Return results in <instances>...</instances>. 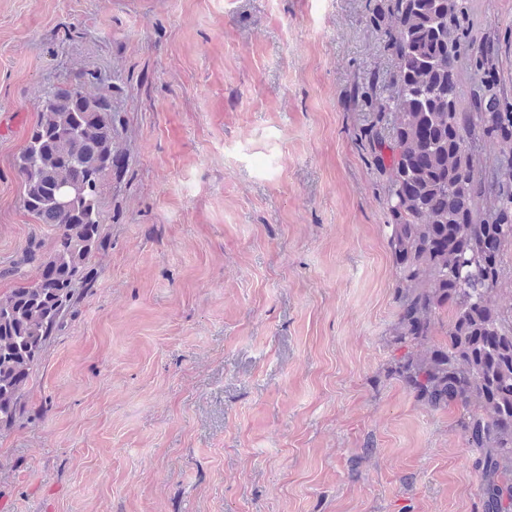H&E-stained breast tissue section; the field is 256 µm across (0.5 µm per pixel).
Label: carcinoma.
<instances>
[{
	"mask_svg": "<svg viewBox=\"0 0 512 512\" xmlns=\"http://www.w3.org/2000/svg\"><path fill=\"white\" fill-rule=\"evenodd\" d=\"M464 0H398L383 30L396 57L385 111L364 139L387 177V247L396 322L388 375L431 410H457L455 429L480 476L482 512H512V291L501 302L512 246V114L492 92L482 112H459L456 58L469 46ZM52 91L17 161L23 207L54 237L46 260L29 244L0 277L20 285L0 295V428L10 425L33 368L73 306L91 288L87 265L107 237L99 199L117 156L111 101ZM479 131L509 150L494 188L468 141ZM81 185L70 209L57 191ZM37 264L28 280L25 267ZM446 336H436L443 318Z\"/></svg>",
	"mask_w": 512,
	"mask_h": 512,
	"instance_id": "cac0c4a2",
	"label": "carcinoma"
}]
</instances>
